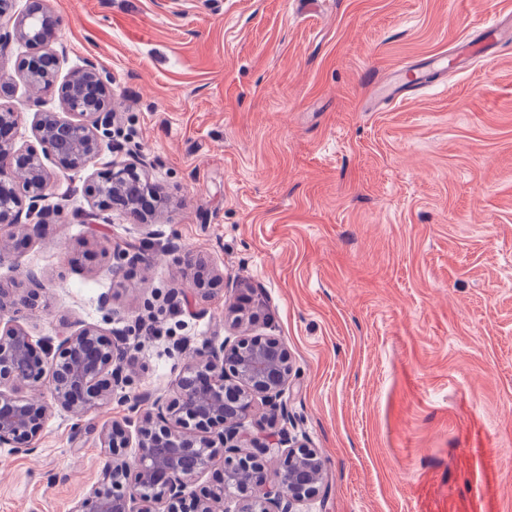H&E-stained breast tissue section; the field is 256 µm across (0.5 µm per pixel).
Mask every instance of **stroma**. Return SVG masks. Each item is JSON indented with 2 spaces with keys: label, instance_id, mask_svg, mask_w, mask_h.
Returning a JSON list of instances; mask_svg holds the SVG:
<instances>
[{
  "label": "stroma",
  "instance_id": "1",
  "mask_svg": "<svg viewBox=\"0 0 512 512\" xmlns=\"http://www.w3.org/2000/svg\"><path fill=\"white\" fill-rule=\"evenodd\" d=\"M60 76H112V151L68 170L47 161L44 233L0 262L27 294L33 341L93 323L126 334L129 381L74 432L54 409L31 455L0 447V512H71L101 479L103 425L126 397L170 393L180 347L232 331L285 343L276 432L323 456L299 512H512V43L384 105L368 69L429 70L512 0H51ZM0 107L39 149L57 88L16 79ZM137 152L169 205L150 226L84 220L85 188ZM137 260L119 278L120 251ZM223 285L186 293L185 252ZM111 295L110 307L100 298ZM161 334L134 331L154 310Z\"/></svg>",
  "mask_w": 512,
  "mask_h": 512
}]
</instances>
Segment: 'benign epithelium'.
Segmentation results:
<instances>
[{"label":"benign epithelium","mask_w":512,"mask_h":512,"mask_svg":"<svg viewBox=\"0 0 512 512\" xmlns=\"http://www.w3.org/2000/svg\"><path fill=\"white\" fill-rule=\"evenodd\" d=\"M13 28L0 26V43L13 39L42 47V53L18 65L30 86L57 80L60 58L48 44L56 23L48 0H35ZM112 76L88 62L60 85L69 111L62 118L40 112L34 132L44 153L61 167L79 169L103 151L114 112L108 108ZM137 157L111 165L88 196L97 216L109 220L116 209L141 223L153 215L147 194L157 196ZM50 175L40 157L15 148L0 135V260L13 241L41 235ZM16 302L0 289V447L36 451L33 441L56 407L67 412L78 431L88 413L112 400V387L127 380L124 338L97 324L47 338L36 354L31 337L15 317H5ZM288 349L268 336L226 337L206 341L189 352L170 396L124 398L130 416L100 430L101 447L109 455L102 479L72 512H222L224 500L241 501L239 512H294L297 504L318 496L323 459L315 448L283 438L257 442L242 429L254 403L280 410L278 400L288 385ZM48 378L51 400L24 395L20 387ZM135 448L131 454L127 449ZM277 451L279 465L268 475L264 456ZM224 460L219 487L190 490L209 465Z\"/></svg>","instance_id":"benign-epithelium-1"}]
</instances>
